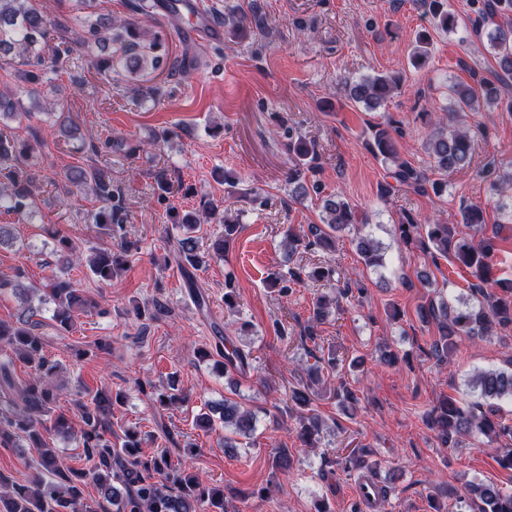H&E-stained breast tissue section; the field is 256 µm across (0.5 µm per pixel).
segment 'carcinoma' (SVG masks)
Here are the masks:
<instances>
[{"label":"carcinoma","mask_w":512,"mask_h":512,"mask_svg":"<svg viewBox=\"0 0 512 512\" xmlns=\"http://www.w3.org/2000/svg\"><path fill=\"white\" fill-rule=\"evenodd\" d=\"M425 8L432 28L444 32L454 31L461 18L448 9V0H417ZM475 18L472 24L487 29L486 39L490 54L501 72L512 75V0H471ZM155 0H134L130 9L134 17L114 21L99 17L94 21L78 15L72 18L71 40L56 47L51 57L44 56V48L53 32L59 29L56 21L48 18L37 6L36 0H0V50H9L16 44L24 46L31 61L29 68L17 70V78L34 86L29 91L30 104L14 101L11 91H0V117L13 118L37 114L52 115L48 102H40L36 87L50 82V75L64 68L74 49L89 39L106 45L115 43L121 50L120 59L132 74L159 67V57L141 51L135 41L136 16L150 15ZM430 33L422 29L417 34L410 56L416 69L428 65ZM403 76L399 73L379 74L348 80L343 89L348 99L362 103L369 110L381 108L401 88ZM450 105L444 109L446 119L438 113L428 112L435 118L433 131L426 142V150L434 161L441 178L432 180L426 173L402 157L390 129L391 123L371 126L369 145L387 170L388 180L379 186L385 198L401 188L416 194H433L439 198L448 187V172L469 166L472 160L473 138L465 124L453 121L467 112H476L480 104L492 105L498 100V88L488 80H481V90L469 85L455 84L449 88ZM288 183L294 186L292 198L300 201L308 190L320 196L321 223L307 225L298 233L288 228V252L335 248L337 234L359 223L356 206L340 195H322L318 185L305 184L307 172L319 167L316 144L306 136L288 130ZM40 165V157L33 149L19 144L11 135L0 132V210L24 215L35 204L33 169ZM481 177L496 199L497 211L512 222V164L503 165L491 156L482 166ZM64 187L88 189L99 199L101 206L90 216L91 222L109 237H123L126 213L122 206L121 190L112 185L104 169L94 164L68 166L61 175ZM173 224L180 230L177 239V262L189 274L206 264L205 256H220L229 250L236 238L239 218L224 213V236L214 240L211 251L202 254L199 246L200 218L177 219L170 214ZM460 224L422 222L410 213L403 215L397 225V242L410 246L418 242L432 262L452 258L469 270L475 283L471 284L472 298L456 299L450 303L444 298L431 297L420 308L423 320L436 325L443 357L457 347L458 339L486 340L501 330L512 329V281L491 280L489 259L495 251L492 237L483 235L485 209L477 204H464L460 208ZM60 255L69 254L49 282L44 285L43 302L53 304L52 320L59 331L71 333L76 326V314L96 307L93 298L80 293L71 272L86 266L101 282H108L127 264L125 253L96 251L82 258L79 246L66 236L55 237ZM356 249L365 266L384 265V251L380 243L368 235H358ZM336 270L329 266L288 269V274H272L271 285L280 287L288 295L295 286L309 282L331 285ZM39 292V286L27 281L26 273L18 268L11 276H0V297L14 296L28 301L29 295ZM40 309H23L15 322L0 321V349L8 352L0 361V446L31 448L36 452L37 475L27 484L18 483L0 473V512H227L224 488L207 483L199 474L190 471L187 462L172 459L169 450L152 453L144 448V438L135 430L124 429L122 434L112 431V410L124 400L122 392L97 390L93 393L80 389L75 406L81 412L83 426L76 433L79 447L89 465L76 468L61 460L58 450L45 437L52 430L59 434L71 431L68 419L54 414L60 396V387L53 383L60 370L59 363L44 352L43 338L35 320ZM217 356L223 359L224 371L244 372L249 367L250 353L234 345L227 336L218 337L215 351L204 350L200 357ZM20 361L32 373L25 379L14 377V364ZM478 400L460 402L442 397L428 417V426L447 443L462 433L476 432L489 443L505 446L498 456L499 464L512 470V421L501 415L499 402L512 400V369H495L478 373L469 381ZM182 399L175 383L158 389L153 400L160 406H170ZM290 399L299 407L298 439L304 446L314 444L319 433L317 414L304 413L311 397L301 389L291 390ZM235 433L248 435L254 431L256 414L241 410L237 403L224 400V404L197 418V425L211 430L215 420ZM97 487L99 498L87 497L86 488ZM471 512H512V492L493 484L474 482L462 496Z\"/></svg>","instance_id":"carcinoma-1"}]
</instances>
